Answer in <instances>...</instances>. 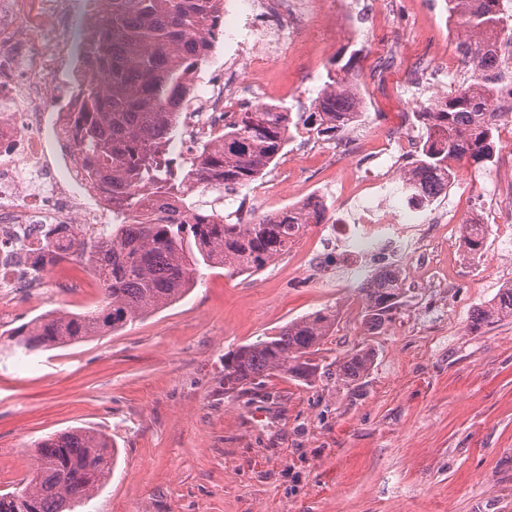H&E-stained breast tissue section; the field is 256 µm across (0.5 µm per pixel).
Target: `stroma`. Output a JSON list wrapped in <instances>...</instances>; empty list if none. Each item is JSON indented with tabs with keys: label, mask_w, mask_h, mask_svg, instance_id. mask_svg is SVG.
Here are the masks:
<instances>
[{
	"label": "stroma",
	"mask_w": 512,
	"mask_h": 512,
	"mask_svg": "<svg viewBox=\"0 0 512 512\" xmlns=\"http://www.w3.org/2000/svg\"><path fill=\"white\" fill-rule=\"evenodd\" d=\"M365 9L372 20L314 15L303 45L265 80L291 89L289 112H305L332 58L355 52L362 116L346 135L371 151L392 133L422 136L416 112L467 77L457 46L469 34L446 0ZM424 60L432 71L420 80ZM324 147L304 134L289 141L287 175L266 179L276 208L307 182L341 197L356 160L328 162ZM455 169L437 203L462 200L460 224L501 181L491 166ZM485 230L478 259L460 237L434 245V274L466 284L458 301L409 289L373 330L359 289L293 281L301 242L254 273L203 270L179 301L71 345L23 355L1 325L0 492L31 476L34 442L85 427L111 438L119 459L77 512H512V318L469 328L474 310L512 284V234L490 220ZM326 307L338 319L318 354L321 381L272 376L225 392V353ZM364 345L376 354L369 374L337 380V357Z\"/></svg>",
	"instance_id": "1"
}]
</instances>
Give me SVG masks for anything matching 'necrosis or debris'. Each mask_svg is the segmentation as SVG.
I'll use <instances>...</instances> for the list:
<instances>
[{
  "mask_svg": "<svg viewBox=\"0 0 512 512\" xmlns=\"http://www.w3.org/2000/svg\"><path fill=\"white\" fill-rule=\"evenodd\" d=\"M106 0H0V323L9 322L46 287L65 294L96 287L75 274L76 255L48 257L47 231L61 225L95 239L112 222V192L83 179L74 141L71 67L81 18L102 17ZM308 0H226L224 41L254 42L245 63L209 75L181 111V153L194 158L224 132L241 101L239 84L263 74L271 57L287 60L306 29ZM416 143L389 139L379 155L363 157L354 179L358 203L347 214L324 216L296 272L298 281L335 286V261L348 273L371 269L381 250L400 260L389 272L400 281L429 283L423 226L443 230L447 219L433 198L408 195L394 172Z\"/></svg>",
  "mask_w": 512,
  "mask_h": 512,
  "instance_id": "obj_1",
  "label": "necrosis or debris"
}]
</instances>
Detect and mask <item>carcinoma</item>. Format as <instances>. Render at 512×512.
Here are the masks:
<instances>
[{
	"mask_svg": "<svg viewBox=\"0 0 512 512\" xmlns=\"http://www.w3.org/2000/svg\"><path fill=\"white\" fill-rule=\"evenodd\" d=\"M462 2L448 0V13L476 36L459 46V55L473 65L472 74L457 90L415 113L425 133L405 173L434 196L453 182L452 162L465 159L482 167L492 161L500 113L490 111L491 101L498 82L512 78V66L497 60L493 45L481 37L499 31L512 42V14L504 12L502 0H469L470 8L460 12ZM222 28L224 0H107L95 36L80 45V57L95 70L75 87L79 109L74 130L86 183L112 186L117 215L109 238L90 245L83 240L53 243L62 252L82 253L99 280L101 300L89 312L35 317L11 332L14 347L31 352L120 330L182 298L204 268L258 271L288 253L308 224L324 214L325 205L314 201L302 209L267 213L250 224H227L183 189L192 180L208 188L218 184L226 191L241 190L262 176L294 134L335 140L362 115L354 55L340 53L331 60L310 111L294 117L268 105L261 112H241L224 125V140L207 149L196 168L175 165L163 147L176 128L180 102L190 95L193 77ZM138 183L164 190L178 217L141 212L138 198L123 194ZM485 237L484 225H466L471 255L483 254ZM360 291L370 328L390 320L406 293L403 283L381 272L366 279ZM505 317H512V285L474 312L470 329ZM336 323L337 312L324 308L239 346L224 356V392L244 391L273 375L308 385L320 381L325 369L313 356ZM374 359L370 349H353L336 361V378L357 382ZM117 457L118 449L89 429L55 433L35 445L32 477L0 494V512H73L98 491Z\"/></svg>",
	"mask_w": 512,
	"mask_h": 512,
	"instance_id": "1",
	"label": "carcinoma"
}]
</instances>
